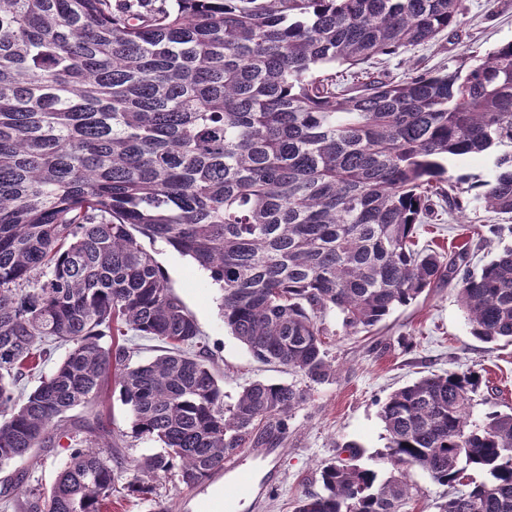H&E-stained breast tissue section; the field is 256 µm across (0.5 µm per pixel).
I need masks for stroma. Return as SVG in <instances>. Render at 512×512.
Returning a JSON list of instances; mask_svg holds the SVG:
<instances>
[{
    "instance_id": "stroma-1",
    "label": "stroma",
    "mask_w": 512,
    "mask_h": 512,
    "mask_svg": "<svg viewBox=\"0 0 512 512\" xmlns=\"http://www.w3.org/2000/svg\"><path fill=\"white\" fill-rule=\"evenodd\" d=\"M464 5L466 14L456 33L396 56L376 58L373 75L398 78L413 65L425 71L451 68L464 55H481L512 40V0H464ZM498 221V215L478 205L467 209L466 224L479 229L470 238L472 268H480L512 244L511 233L497 238L486 232V225ZM144 246L164 269L174 294L194 316L202 343L212 351L214 367L224 377L225 405H232L242 389L257 380L301 382L300 374L256 361L225 328L221 291L208 272L162 241L148 240ZM322 323L335 374L329 381L310 384L309 398L293 413L280 447L240 450L246 468L266 489L242 493L233 512H292L296 497L321 491V466L335 460L340 446L347 443L361 449L365 465L379 466L377 454L386 446L380 407L394 390L424 375L472 368L484 382L474 396L475 416L512 409V342L487 344L474 337L454 286L432 289L396 307L368 333H346L332 312ZM98 413L112 432L123 466L154 452L153 443L134 438L127 406L108 387L91 405L71 410L68 425L81 426ZM69 444L62 434L54 446L38 450L26 464L1 466L0 485L16 479L20 488L11 497H0V512H28L29 490H49L70 453ZM223 486L224 474L219 471L191 488L170 478L160 480L158 494L170 512H209L210 492Z\"/></svg>"
}]
</instances>
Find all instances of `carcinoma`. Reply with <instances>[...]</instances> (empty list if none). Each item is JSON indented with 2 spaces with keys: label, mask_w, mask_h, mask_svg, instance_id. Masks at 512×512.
Returning a JSON list of instances; mask_svg holds the SVG:
<instances>
[{
  "label": "carcinoma",
  "mask_w": 512,
  "mask_h": 512,
  "mask_svg": "<svg viewBox=\"0 0 512 512\" xmlns=\"http://www.w3.org/2000/svg\"><path fill=\"white\" fill-rule=\"evenodd\" d=\"M463 15V0H0V465L51 447L110 380L132 434L159 444L127 472L112 434L87 429L32 512H102L121 479L147 501L160 479L200 484L243 448L278 447L308 399L255 381L225 406L143 237L209 272L257 361L312 383L334 374L326 313L368 332L454 280L472 335L512 341V248L472 271L468 244L444 257L414 241L441 210L512 215V41L451 71L365 68ZM493 150L462 197L448 159ZM126 336L169 348L133 364ZM50 340L66 355L16 403ZM480 384L449 372L393 391L384 467L347 444L293 512H406L413 468L454 489L438 512H512V411L475 418Z\"/></svg>",
  "instance_id": "carcinoma-1"
}]
</instances>
